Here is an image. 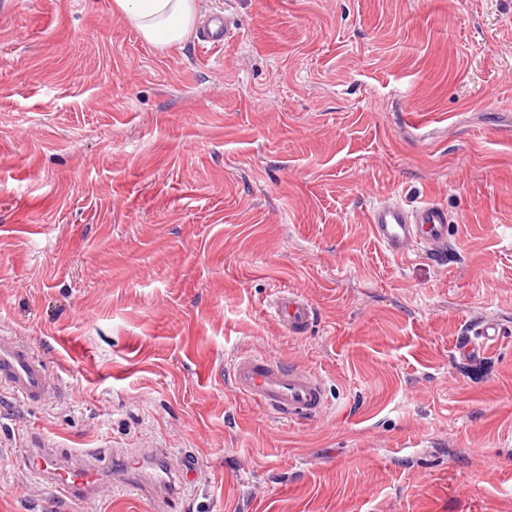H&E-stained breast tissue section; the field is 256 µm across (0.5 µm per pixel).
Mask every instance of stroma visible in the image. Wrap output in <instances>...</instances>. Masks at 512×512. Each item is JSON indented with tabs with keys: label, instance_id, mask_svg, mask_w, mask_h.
<instances>
[{
	"label": "stroma",
	"instance_id": "1",
	"mask_svg": "<svg viewBox=\"0 0 512 512\" xmlns=\"http://www.w3.org/2000/svg\"><path fill=\"white\" fill-rule=\"evenodd\" d=\"M234 36L158 48L112 0H0V332L58 399L0 391V512L55 506L23 438L194 455L189 512H512V0H197ZM448 209L393 258L369 209ZM315 308L301 335L267 306ZM479 358L456 345L485 318ZM260 351L324 384L282 421ZM269 307L278 328L289 335L303 334L314 319L312 305L288 288L279 289ZM502 335L501 327L494 319H487L481 322L477 329L476 336L481 339L480 342L469 341L458 348V352L465 357H478L480 356L486 344L493 341ZM232 390L270 417L302 420L326 407L322 383L297 363L256 352L238 353L229 371Z\"/></svg>",
	"mask_w": 512,
	"mask_h": 512
}]
</instances>
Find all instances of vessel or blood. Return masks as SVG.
I'll return each instance as SVG.
<instances>
[{
    "label": "vessel or blood",
    "instance_id": "vessel-or-blood-1",
    "mask_svg": "<svg viewBox=\"0 0 512 512\" xmlns=\"http://www.w3.org/2000/svg\"><path fill=\"white\" fill-rule=\"evenodd\" d=\"M231 18L214 14L207 29L200 32L199 48H215L229 38ZM374 236L395 257L405 258L416 249L433 251L448 240L447 210L423 200L406 206L382 200L368 212ZM278 328L290 335L308 330L314 319L312 305L288 288L277 291L269 303ZM478 341L460 346L466 357L480 356L486 342L497 339L502 330L497 321L487 319L477 329ZM232 390L248 399L270 417L302 420L325 408L322 383L297 363L262 353H238L229 371ZM0 389L17 401L40 405L60 392L57 376L47 361L21 338L0 335ZM26 467L45 481L58 500H87L112 483H120L154 498L158 512H173L185 487L198 472L191 456L171 460L165 449L150 452H123L112 448H57L52 442L33 439L28 446Z\"/></svg>",
    "mask_w": 512,
    "mask_h": 512
}]
</instances>
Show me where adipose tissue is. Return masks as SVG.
I'll use <instances>...</instances> for the list:
<instances>
[{"label":"adipose tissue","instance_id":"obj_1","mask_svg":"<svg viewBox=\"0 0 512 512\" xmlns=\"http://www.w3.org/2000/svg\"><path fill=\"white\" fill-rule=\"evenodd\" d=\"M112 10L139 30L150 43L170 47L191 35L196 0H113Z\"/></svg>","mask_w":512,"mask_h":512}]
</instances>
